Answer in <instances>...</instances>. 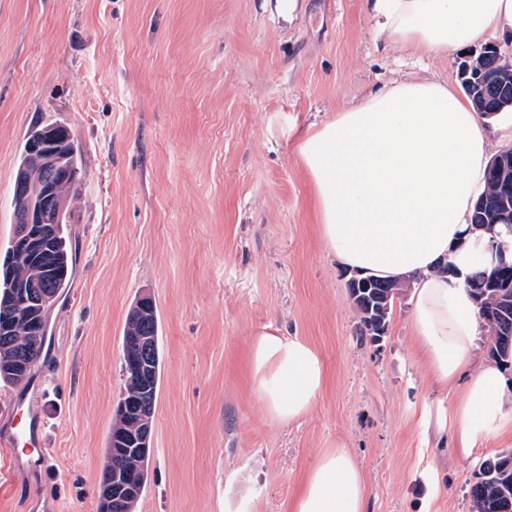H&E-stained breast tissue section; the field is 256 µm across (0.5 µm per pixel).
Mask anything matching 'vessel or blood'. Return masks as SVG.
<instances>
[{
	"label": "vessel or blood",
	"mask_w": 512,
	"mask_h": 512,
	"mask_svg": "<svg viewBox=\"0 0 512 512\" xmlns=\"http://www.w3.org/2000/svg\"><path fill=\"white\" fill-rule=\"evenodd\" d=\"M7 434L10 447L18 451L14 458L18 468L36 469L48 463L50 451L44 443L41 414L26 397L16 399Z\"/></svg>",
	"instance_id": "vessel-or-blood-1"
}]
</instances>
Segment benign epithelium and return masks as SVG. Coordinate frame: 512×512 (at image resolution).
Segmentation results:
<instances>
[{
  "instance_id": "1",
  "label": "benign epithelium",
  "mask_w": 512,
  "mask_h": 512,
  "mask_svg": "<svg viewBox=\"0 0 512 512\" xmlns=\"http://www.w3.org/2000/svg\"><path fill=\"white\" fill-rule=\"evenodd\" d=\"M70 139L66 127L58 122L42 126L28 141L27 152L32 163L39 168L38 179H33L31 168L17 170L14 184L15 224L17 231L9 252V261L27 259L33 268L29 280L9 281L3 293V302L10 312L0 314V335L11 336L20 329L40 327L47 331V311L55 294L53 289L33 290L37 281L53 283L60 272L56 264L45 256L56 236L59 224L69 223L67 189L76 182L77 167L67 163L56 149L59 142ZM494 286L502 300L512 301V265L501 262L497 266ZM137 431L120 435L112 440V452L126 454L135 451L148 455L151 448L152 418L139 414ZM141 481L125 474L114 473L100 480L98 500L102 512H112L113 503L123 499L139 498Z\"/></svg>"
}]
</instances>
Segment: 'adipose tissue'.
<instances>
[{"label": "adipose tissue", "instance_id": "obj_1", "mask_svg": "<svg viewBox=\"0 0 512 512\" xmlns=\"http://www.w3.org/2000/svg\"><path fill=\"white\" fill-rule=\"evenodd\" d=\"M378 34L414 55H447L512 28V0H368ZM489 137L470 99L444 80H401L312 125L297 153L315 194L324 245L353 275L411 286V328L431 378L462 383L455 452L469 457L512 430L505 363L477 360L481 323L465 286L491 235L471 227L486 187ZM455 273H441L446 263ZM251 381L268 415L289 422L321 396L326 371L298 337L268 331L250 348ZM361 470L343 445L306 474L292 512H366Z\"/></svg>", "mask_w": 512, "mask_h": 512}]
</instances>
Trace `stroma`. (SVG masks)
<instances>
[{"mask_svg":"<svg viewBox=\"0 0 512 512\" xmlns=\"http://www.w3.org/2000/svg\"><path fill=\"white\" fill-rule=\"evenodd\" d=\"M455 56L408 67L375 37L366 0H0V257L31 130L64 124L78 149L66 237L76 263L50 310L53 351L0 380V432L21 394L51 450L29 472L0 449V512H98V481L125 384L121 345L145 294L160 323L149 479L132 512H291L303 475L343 443L367 512H420L417 452L443 492L432 512H474L481 463L451 448L456 397L410 334L408 295L387 333L361 338L348 274L324 246L296 143L311 124L401 73L458 84ZM319 352L313 409L272 421L248 352L263 331Z\"/></svg>","mask_w":512,"mask_h":512,"instance_id":"stroma-1","label":"stroma"}]
</instances>
